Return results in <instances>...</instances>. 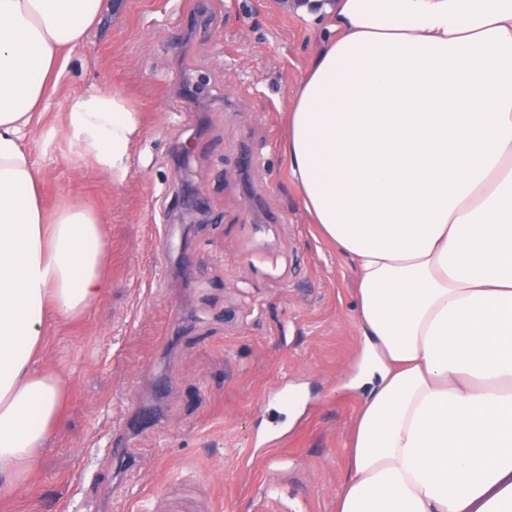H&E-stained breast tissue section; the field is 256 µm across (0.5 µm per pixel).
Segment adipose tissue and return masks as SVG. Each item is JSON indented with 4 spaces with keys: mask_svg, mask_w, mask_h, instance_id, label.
Returning a JSON list of instances; mask_svg holds the SVG:
<instances>
[{
    "mask_svg": "<svg viewBox=\"0 0 512 512\" xmlns=\"http://www.w3.org/2000/svg\"><path fill=\"white\" fill-rule=\"evenodd\" d=\"M106 0H0V499L59 426L46 323L101 301L98 217L41 202L31 144L123 182L136 112L64 77ZM324 26L286 113L304 209L355 269L365 394L336 512H512V0H301Z\"/></svg>",
    "mask_w": 512,
    "mask_h": 512,
    "instance_id": "ef3b65f1",
    "label": "adipose tissue"
}]
</instances>
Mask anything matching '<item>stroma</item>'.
I'll use <instances>...</instances> for the list:
<instances>
[{"label":"stroma","mask_w":512,"mask_h":512,"mask_svg":"<svg viewBox=\"0 0 512 512\" xmlns=\"http://www.w3.org/2000/svg\"><path fill=\"white\" fill-rule=\"evenodd\" d=\"M321 42L289 0H115L67 89L115 94L141 136L123 183L40 162L47 207L102 223L106 297L45 329L64 417L8 512H335L360 402L354 269L311 224L282 114ZM175 247L157 260L150 213ZM300 387L296 417L263 399ZM288 432L269 448L257 434ZM127 450L124 463L109 453Z\"/></svg>","instance_id":"1"}]
</instances>
